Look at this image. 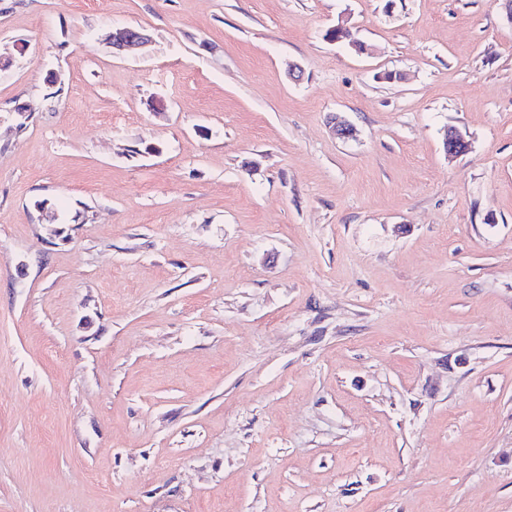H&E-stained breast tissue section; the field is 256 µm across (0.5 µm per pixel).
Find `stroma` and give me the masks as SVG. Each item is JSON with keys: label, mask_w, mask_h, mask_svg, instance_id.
Instances as JSON below:
<instances>
[{"label": "stroma", "mask_w": 512, "mask_h": 512, "mask_svg": "<svg viewBox=\"0 0 512 512\" xmlns=\"http://www.w3.org/2000/svg\"><path fill=\"white\" fill-rule=\"evenodd\" d=\"M17 41L0 512H512L494 0H0ZM104 40L116 55H126L146 49L150 43V36L143 28L119 27L112 29Z\"/></svg>", "instance_id": "1"}]
</instances>
